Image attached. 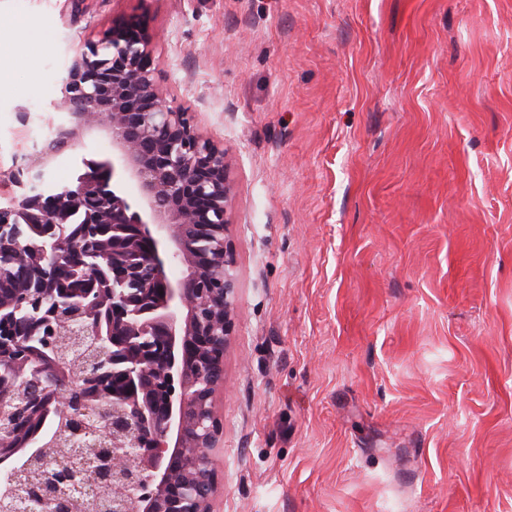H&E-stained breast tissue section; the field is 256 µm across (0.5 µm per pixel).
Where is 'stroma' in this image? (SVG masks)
Masks as SVG:
<instances>
[{"instance_id": "stroma-1", "label": "stroma", "mask_w": 512, "mask_h": 512, "mask_svg": "<svg viewBox=\"0 0 512 512\" xmlns=\"http://www.w3.org/2000/svg\"><path fill=\"white\" fill-rule=\"evenodd\" d=\"M118 21L232 186L214 512H512V0H0V173Z\"/></svg>"}]
</instances>
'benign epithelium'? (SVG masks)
Listing matches in <instances>:
<instances>
[{
    "mask_svg": "<svg viewBox=\"0 0 512 512\" xmlns=\"http://www.w3.org/2000/svg\"><path fill=\"white\" fill-rule=\"evenodd\" d=\"M151 38L129 34L121 26L88 38L84 49L66 56L57 76L59 100L44 108L48 137L33 144V152L8 173L16 188L13 205L0 208V251H27L33 271L25 281L24 300L32 309V321L55 335L64 326L87 321L95 311L106 320L95 326L75 327L73 351L91 378H102L120 362L128 373V391L119 401L109 400L102 388L71 396L61 393L58 409L64 416L95 411L112 416V428L94 433L79 427L74 436L93 437L97 450L112 441L122 453H107L88 471L74 462L59 471L33 448L21 455L23 468L43 470L45 492L67 483L69 488L96 486L105 481L130 488L128 497L112 501V512H213L215 489L212 452L219 447L223 426L214 408V395L224 384L223 351L232 328L236 280L225 238L226 213L231 200L224 150L203 138L187 110L175 106L160 93L155 71L146 63ZM107 129L117 153L110 159H84L73 188L61 195L38 191L50 178V164L67 150L90 124ZM142 143L138 152H127L128 142ZM135 179L140 205L122 195L117 184ZM84 209L86 226L134 224L139 242L147 245L148 282L162 288V297L147 307L118 296L111 288H98L84 304L86 294L57 290L46 275L49 259L60 254L68 234L72 207ZM220 237L217 255L224 261V277L205 284L202 267L211 264L209 254L195 257L186 250L184 225ZM122 248L112 245V276L122 288L132 279L123 264ZM182 266V276L171 278L169 269ZM31 340L21 335L14 302L0 300V364L17 356ZM212 349V377L193 390L183 358L192 344ZM165 369L162 398L145 386L156 363ZM71 367L57 356L47 369L36 368L34 379L23 388L52 383L65 387ZM13 408L18 420L26 417L22 397L0 395V417ZM206 410L210 425L199 448H183L187 430L201 426ZM180 456L186 481L170 488L169 461Z\"/></svg>",
    "mask_w": 512,
    "mask_h": 512,
    "instance_id": "1",
    "label": "benign epithelium"
}]
</instances>
